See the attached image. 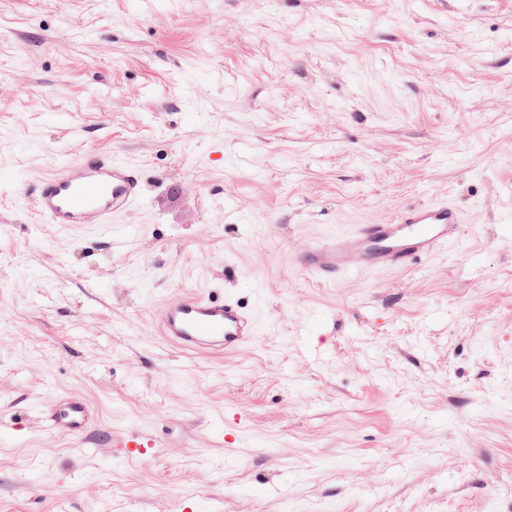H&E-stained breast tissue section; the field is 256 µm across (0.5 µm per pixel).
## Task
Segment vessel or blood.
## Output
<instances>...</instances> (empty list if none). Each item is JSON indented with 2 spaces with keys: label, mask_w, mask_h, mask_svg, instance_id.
I'll return each instance as SVG.
<instances>
[{
  "label": "vessel or blood",
  "mask_w": 512,
  "mask_h": 512,
  "mask_svg": "<svg viewBox=\"0 0 512 512\" xmlns=\"http://www.w3.org/2000/svg\"><path fill=\"white\" fill-rule=\"evenodd\" d=\"M37 213L69 229L88 224L111 228L114 217L143 199V177L136 165L109 151L84 150L56 164L33 187ZM464 219L447 199L404 208L388 222L359 224L310 245L300 265L312 279L333 284L354 273L402 269L457 243ZM161 336L189 356H221L252 343L258 323L233 293L191 294L157 312ZM46 430L85 440L95 423L82 397L57 393L43 409Z\"/></svg>",
  "instance_id": "b4317fda"
}]
</instances>
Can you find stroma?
I'll use <instances>...</instances> for the list:
<instances>
[{
  "label": "stroma",
  "mask_w": 512,
  "mask_h": 512,
  "mask_svg": "<svg viewBox=\"0 0 512 512\" xmlns=\"http://www.w3.org/2000/svg\"><path fill=\"white\" fill-rule=\"evenodd\" d=\"M91 149L142 203L42 223L22 189ZM442 198L411 269L297 264ZM216 288L252 344L164 345ZM55 391L153 447L76 454ZM0 512H512V0H0ZM160 335L188 356H223L252 343L258 323L233 293L207 297L190 294L162 306L157 312Z\"/></svg>",
  "instance_id": "1"
}]
</instances>
